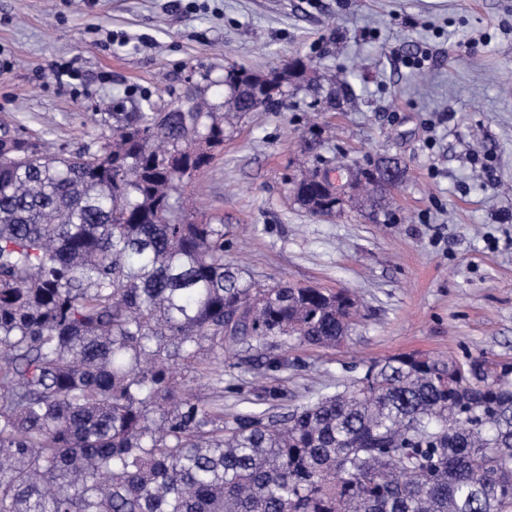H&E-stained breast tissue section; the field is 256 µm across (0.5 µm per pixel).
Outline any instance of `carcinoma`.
Instances as JSON below:
<instances>
[{
  "label": "carcinoma",
  "instance_id": "cac0c4a2",
  "mask_svg": "<svg viewBox=\"0 0 512 512\" xmlns=\"http://www.w3.org/2000/svg\"><path fill=\"white\" fill-rule=\"evenodd\" d=\"M355 73L299 57L224 70V102L114 112L95 149L0 137V512H512V364L398 355L283 415L224 418L187 376L229 344L334 347L342 291L258 288L227 259L224 221L199 224L182 184L224 145L230 117L302 90L331 109ZM320 131L305 137L323 162ZM383 157L355 177L378 207ZM313 215L336 198L308 171Z\"/></svg>",
  "mask_w": 512,
  "mask_h": 512
}]
</instances>
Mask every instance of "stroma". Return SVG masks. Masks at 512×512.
Wrapping results in <instances>:
<instances>
[{
    "label": "stroma",
    "instance_id": "1",
    "mask_svg": "<svg viewBox=\"0 0 512 512\" xmlns=\"http://www.w3.org/2000/svg\"><path fill=\"white\" fill-rule=\"evenodd\" d=\"M296 56L356 71L354 96L331 110L302 92L235 121L184 200L224 220L249 279L345 290L359 317L335 347L275 346L279 372L231 346L225 413L258 408L261 385L288 412L395 355L512 363V0H0V136L92 148L113 113L217 105L226 64L266 74ZM323 123L327 159L404 160L385 211L295 202L302 137Z\"/></svg>",
    "mask_w": 512,
    "mask_h": 512
}]
</instances>
